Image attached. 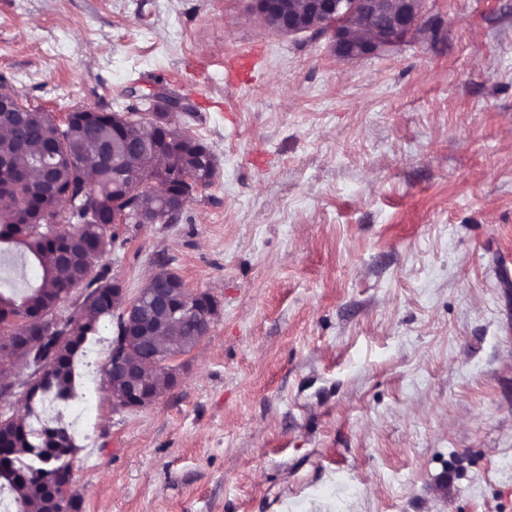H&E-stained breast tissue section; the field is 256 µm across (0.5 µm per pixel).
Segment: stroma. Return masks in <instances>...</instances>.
Listing matches in <instances>:
<instances>
[{
    "instance_id": "obj_1",
    "label": "stroma",
    "mask_w": 512,
    "mask_h": 512,
    "mask_svg": "<svg viewBox=\"0 0 512 512\" xmlns=\"http://www.w3.org/2000/svg\"><path fill=\"white\" fill-rule=\"evenodd\" d=\"M427 24L342 61L242 0H0V93L57 124L160 85L217 160L178 224H116L135 298L165 260L218 315L152 405L103 383L0 411L75 434L81 512H512V0H426ZM254 52L250 81L227 57ZM41 269L0 253V293Z\"/></svg>"
}]
</instances>
